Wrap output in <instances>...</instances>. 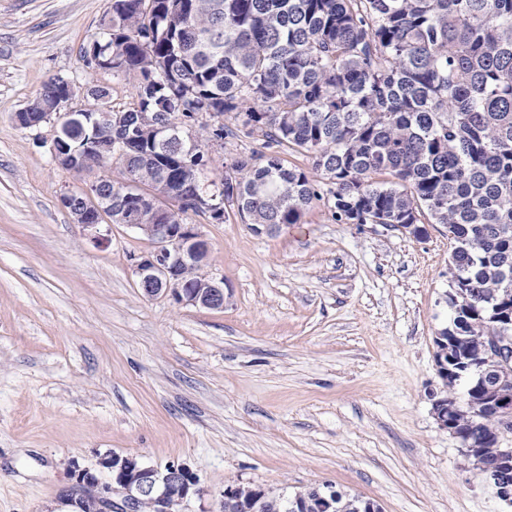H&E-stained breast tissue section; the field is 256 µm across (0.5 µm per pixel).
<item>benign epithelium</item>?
Segmentation results:
<instances>
[{"instance_id": "7a95c632", "label": "benign epithelium", "mask_w": 512, "mask_h": 512, "mask_svg": "<svg viewBox=\"0 0 512 512\" xmlns=\"http://www.w3.org/2000/svg\"><path fill=\"white\" fill-rule=\"evenodd\" d=\"M64 93L58 98L55 111L67 116L83 127L96 131L103 124H112V113L107 111L105 99L91 95L90 86H76L63 81ZM92 101L87 109L67 110L76 96ZM23 128H38L47 121L41 112H20L16 116ZM172 143L181 149V154L193 152L194 138L191 123L179 126V135ZM112 177L106 174L93 177L87 188L79 193L62 196L63 207L74 223L98 242L105 240L101 234V222L106 214L129 228L147 236L154 243V250L135 262L138 286L148 297L171 295L178 303L206 309H222L226 295L224 279L207 272L198 282L187 286L179 271L188 266L203 269L208 264L210 246L199 224H157L153 219H132L125 216V198L112 195ZM205 214L213 219L224 218V202L215 195L202 193ZM453 337L441 335L435 338L437 348L436 365L438 376L446 388H455L461 381L479 377L468 394L480 391L478 400L483 415H494L504 424L512 422V337L508 333L480 339L477 354L470 362L458 364L449 357V346ZM433 397V413L440 429L460 439L465 453L476 455L477 467L494 486L497 495L512 502V450L486 451L490 439L477 436L474 430L465 431L459 425L457 399ZM103 466L112 472V482L100 483L96 474L83 470L77 476L75 490L63 495V499L76 501L85 497V487H96L98 495L92 497L94 512H140L144 501L151 502L156 512H175L196 484L193 473L183 465L170 464L163 469L141 462L134 456L112 455L103 461ZM120 495V501L112 500V493Z\"/></svg>"}]
</instances>
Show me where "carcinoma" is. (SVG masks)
I'll return each instance as SVG.
<instances>
[{
  "label": "carcinoma",
  "instance_id": "obj_1",
  "mask_svg": "<svg viewBox=\"0 0 512 512\" xmlns=\"http://www.w3.org/2000/svg\"><path fill=\"white\" fill-rule=\"evenodd\" d=\"M100 40L112 71L138 81V102L161 126L196 121L191 159L120 139L112 162L136 169L133 197L164 203L201 182L248 224H298L324 202L344 224H441L453 241V287L464 296L449 329L496 336L494 305L512 294V0H112ZM50 79L33 101L53 114ZM264 137L214 178L206 148L226 138L224 115ZM89 131L59 124L53 146L92 172L105 166ZM309 154L322 180L288 166ZM333 512L369 501L335 491ZM308 491L262 487L251 512H305Z\"/></svg>",
  "mask_w": 512,
  "mask_h": 512
}]
</instances>
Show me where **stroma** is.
Masks as SVG:
<instances>
[{
  "label": "stroma",
  "mask_w": 512,
  "mask_h": 512,
  "mask_svg": "<svg viewBox=\"0 0 512 512\" xmlns=\"http://www.w3.org/2000/svg\"><path fill=\"white\" fill-rule=\"evenodd\" d=\"M109 5L0 0V512H72L60 494L81 469L111 482L112 453L189 468L177 512H222L234 480L327 484L382 512H512L433 415L442 225L417 240L318 203L257 234L187 214L228 296L205 309L143 294L147 237L114 224L100 244L73 224L60 197L87 175L55 162L53 122L16 115L54 77L136 103L135 78L84 62Z\"/></svg>",
  "instance_id": "35a3bbf8"
}]
</instances>
